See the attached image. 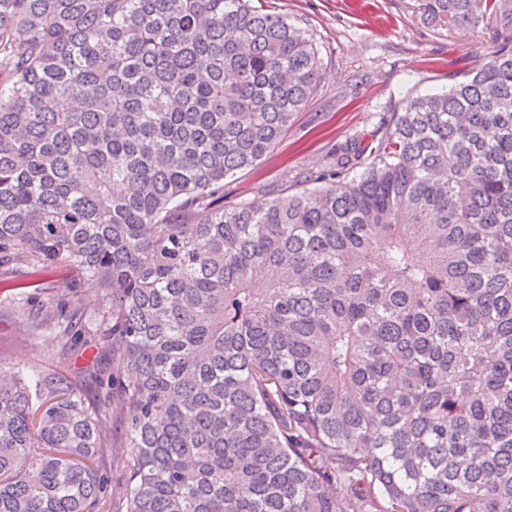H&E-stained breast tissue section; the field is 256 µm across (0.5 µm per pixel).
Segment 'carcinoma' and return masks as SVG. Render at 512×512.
<instances>
[{"label":"carcinoma","instance_id":"obj_1","mask_svg":"<svg viewBox=\"0 0 512 512\" xmlns=\"http://www.w3.org/2000/svg\"><path fill=\"white\" fill-rule=\"evenodd\" d=\"M410 9L508 36L226 203L318 91L307 28L250 0H0V283L75 274L16 299L61 350L0 362V512H115L108 466L121 512H512V0ZM92 344L89 409L64 366ZM70 280V270L64 266H57L52 272L42 274L37 282V284L40 285V288L52 289H43L36 292L40 293V299L47 300L48 298L56 296L57 293L60 294V292L63 291L64 288L68 285Z\"/></svg>","mask_w":512,"mask_h":512}]
</instances>
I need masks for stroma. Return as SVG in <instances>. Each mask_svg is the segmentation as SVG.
Here are the masks:
<instances>
[{
  "mask_svg": "<svg viewBox=\"0 0 512 512\" xmlns=\"http://www.w3.org/2000/svg\"><path fill=\"white\" fill-rule=\"evenodd\" d=\"M408 0H252L253 6L288 15L317 41L323 58L320 87L279 145L224 187L226 201L257 197L294 184L323 150L371 130L377 113L389 112L400 93L438 91L448 74L474 65L501 41L489 22L477 32H430L418 26ZM0 288V356L26 370L54 368L53 337L26 339L24 322Z\"/></svg>",
  "mask_w": 512,
  "mask_h": 512,
  "instance_id": "35a3bbf8",
  "label": "stroma"
}]
</instances>
